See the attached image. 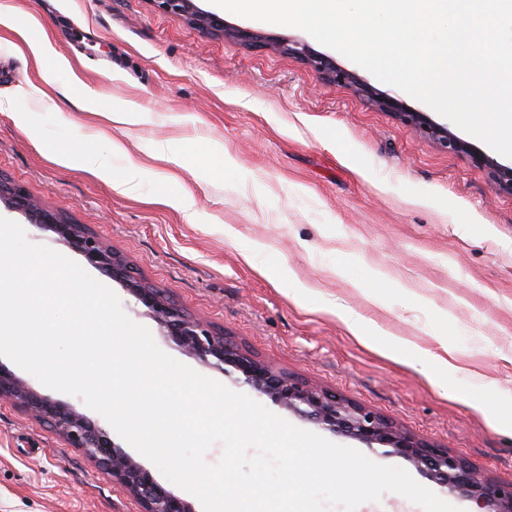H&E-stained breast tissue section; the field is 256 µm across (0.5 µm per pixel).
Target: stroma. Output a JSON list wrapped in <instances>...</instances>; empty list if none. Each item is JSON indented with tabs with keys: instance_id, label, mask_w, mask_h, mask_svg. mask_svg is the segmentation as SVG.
Listing matches in <instances>:
<instances>
[{
	"instance_id": "obj_1",
	"label": "stroma",
	"mask_w": 512,
	"mask_h": 512,
	"mask_svg": "<svg viewBox=\"0 0 512 512\" xmlns=\"http://www.w3.org/2000/svg\"><path fill=\"white\" fill-rule=\"evenodd\" d=\"M1 13L48 38L69 66L44 79L17 31L0 24V174L279 370L512 483V422L488 415L512 402V195L484 168L300 59L206 35L151 0H0ZM87 88L93 114L81 107ZM117 106L152 121L114 127L104 114ZM113 138L127 156L112 155ZM211 141L231 164L206 155ZM91 147L115 177L132 162L147 177L121 193L54 159ZM171 191L194 194V220L167 203ZM292 280L305 299L289 292ZM118 296L162 351L224 381L161 336L131 295ZM325 303L410 353L394 359L359 342ZM443 338L468 375L450 396L420 358ZM139 510L52 428L0 399V512Z\"/></svg>"
}]
</instances>
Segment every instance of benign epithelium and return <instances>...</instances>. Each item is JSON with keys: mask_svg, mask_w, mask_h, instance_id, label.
I'll return each instance as SVG.
<instances>
[{"mask_svg": "<svg viewBox=\"0 0 512 512\" xmlns=\"http://www.w3.org/2000/svg\"><path fill=\"white\" fill-rule=\"evenodd\" d=\"M152 3L158 11L176 15L207 33L300 59L322 80L354 89L377 109L392 113L403 126L422 134L440 149L468 155L488 170L498 190L512 194V165L499 164L471 149L448 126L435 122L424 112L404 107L396 98L377 91L356 73L337 65L329 55L313 51L307 43L229 26L219 14L198 7L195 0ZM0 203L23 215L39 231L54 234L99 272L120 283L144 307V314L159 325L163 335L202 365L235 375L234 382L306 422L357 440L372 451L378 445L385 448V453L407 460L449 492L475 501L480 512H512V483H497L461 457L401 430L379 414L276 370L214 326L190 316L161 290L137 276L126 260L89 227L69 220L63 212L45 205L2 176ZM0 399H8L25 415L50 424L68 446L80 450L118 481L139 504L140 512H195L190 502L158 483L143 464L115 443L107 429L72 406L37 391L2 363Z\"/></svg>", "mask_w": 512, "mask_h": 512, "instance_id": "7a95c632", "label": "benign epithelium"}]
</instances>
